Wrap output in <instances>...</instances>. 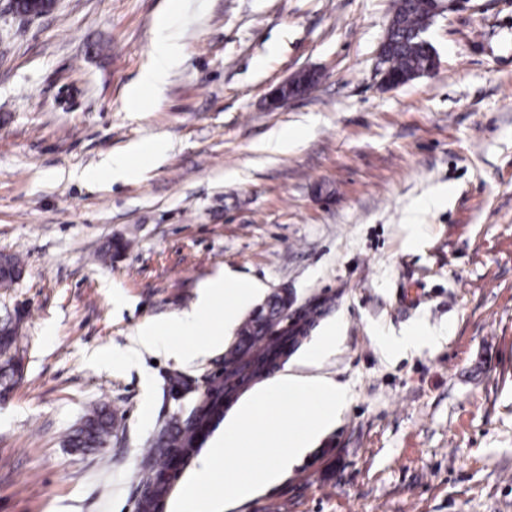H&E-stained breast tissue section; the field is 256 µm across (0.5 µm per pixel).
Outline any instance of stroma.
Masks as SVG:
<instances>
[{"mask_svg":"<svg viewBox=\"0 0 512 512\" xmlns=\"http://www.w3.org/2000/svg\"><path fill=\"white\" fill-rule=\"evenodd\" d=\"M393 4L180 0V63L134 104L167 0H57L35 18L0 0V253L24 270L0 286L20 362L0 383V512H135L140 461L177 409L168 377L203 380L224 351L167 355L203 343L204 323L111 356L219 274L261 285L225 345L287 289L339 327L319 372L349 390L282 483L230 512H512V0H459L428 31L438 69L387 89ZM306 68L318 83L269 109ZM305 121L296 151H261ZM155 138L168 151L137 181L99 173ZM415 326L434 343L382 353ZM94 404L115 429L83 452L67 439Z\"/></svg>","mask_w":512,"mask_h":512,"instance_id":"stroma-1","label":"stroma"}]
</instances>
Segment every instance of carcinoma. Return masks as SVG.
<instances>
[{
	"label": "carcinoma",
	"mask_w": 512,
	"mask_h": 512,
	"mask_svg": "<svg viewBox=\"0 0 512 512\" xmlns=\"http://www.w3.org/2000/svg\"><path fill=\"white\" fill-rule=\"evenodd\" d=\"M431 22L430 0H395L393 15L387 33V49L385 63L390 74L403 79V82L422 74L432 65V46L421 42L416 32ZM21 260L15 255L0 254V272L3 283H10L11 274L21 271ZM288 294H275L268 305L266 317L258 316L245 321L239 328L241 336L238 348L230 354L224 365V379L228 380L235 374L260 375L267 371L271 362L274 346L265 348L255 343L262 336L264 319L277 317L285 304ZM322 314V304L317 303L306 309L299 319V324L289 331L288 343L297 347L315 325ZM18 326L6 323L0 327V357L4 364L0 366V378L7 379L14 375ZM224 384H219L213 393L202 394L196 398V421L178 423L172 421L152 443L154 451L143 460L142 471L145 474L158 475L169 464L168 449L177 448L185 454L194 451L196 424H207L224 415ZM112 437V414L103 406L89 410L82 424L68 437V443L75 448H101ZM169 486L156 482L151 489V498L145 502L144 512H157L158 505L167 497Z\"/></svg>",
	"instance_id": "obj_1"
}]
</instances>
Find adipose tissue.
I'll use <instances>...</instances> for the list:
<instances>
[{
  "label": "adipose tissue",
  "mask_w": 512,
  "mask_h": 512,
  "mask_svg": "<svg viewBox=\"0 0 512 512\" xmlns=\"http://www.w3.org/2000/svg\"><path fill=\"white\" fill-rule=\"evenodd\" d=\"M158 26L162 35L153 47V64L141 73L137 83L132 88L133 94L137 95L140 92L148 91L157 96L161 95L167 83L169 72L178 61V45L168 32V17H159ZM258 289L259 284L254 280H230L224 277L208 280L201 287L197 302L191 310L174 316L169 320L166 328L163 329L153 323L144 324L137 334L135 344L146 349L157 348L159 345L158 335L163 330L185 336L192 334L203 319L213 312L221 297L232 296V308L225 310L223 320L212 325L209 337L202 345L192 350L171 347L170 353L175 359L184 362L191 361L206 351L219 348L223 344L227 320L232 319L235 308L249 303Z\"/></svg>",
  "instance_id": "obj_1"
}]
</instances>
